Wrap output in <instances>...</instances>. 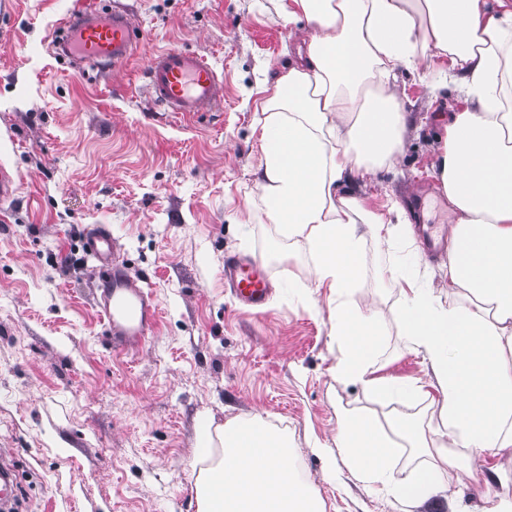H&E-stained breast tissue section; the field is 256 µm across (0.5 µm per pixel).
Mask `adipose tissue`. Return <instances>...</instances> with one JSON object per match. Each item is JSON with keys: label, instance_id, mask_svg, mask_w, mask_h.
Returning <instances> with one entry per match:
<instances>
[{"label": "adipose tissue", "instance_id": "ef3b65f1", "mask_svg": "<svg viewBox=\"0 0 512 512\" xmlns=\"http://www.w3.org/2000/svg\"><path fill=\"white\" fill-rule=\"evenodd\" d=\"M273 3L310 33L256 111L257 188L268 223L311 254L317 286L346 292L359 279L367 235L410 233L402 205L372 210L352 187L402 154L409 115L392 89L398 68L425 74L434 60L450 61L468 101L448 118L433 172L448 221V293L468 298L443 303L415 266L384 271L405 295L398 324L427 361L428 385L370 376L384 334L374 312L349 304L330 316L337 380L361 383L382 401L427 386L440 395L435 435L405 417L394 422L409 447L430 457L401 491L420 500L447 486L449 449L469 450L472 471L484 452L512 454V0H498L495 12L483 0ZM337 441L359 480L387 477L393 445L371 413L343 415ZM223 446L200 480L198 512H324L285 436L259 420H233Z\"/></svg>", "mask_w": 512, "mask_h": 512}]
</instances>
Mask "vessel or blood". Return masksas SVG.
Instances as JSON below:
<instances>
[{
	"mask_svg": "<svg viewBox=\"0 0 512 512\" xmlns=\"http://www.w3.org/2000/svg\"><path fill=\"white\" fill-rule=\"evenodd\" d=\"M57 32L63 58L105 69L126 64L143 38L142 29L127 13L116 9L100 12L92 0H71ZM144 75L154 101L170 112H209L224 99V80L216 66L185 49H159L148 61ZM89 252L101 271L97 303L112 350L135 353L155 330L158 305L141 280L114 259L112 234L103 225L93 226ZM224 280L243 305H264L268 274L255 257L225 258Z\"/></svg>",
	"mask_w": 512,
	"mask_h": 512,
	"instance_id": "b4317fda",
	"label": "vessel or blood"
}]
</instances>
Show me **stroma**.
Listing matches in <instances>:
<instances>
[{
	"label": "stroma",
	"instance_id": "obj_1",
	"mask_svg": "<svg viewBox=\"0 0 512 512\" xmlns=\"http://www.w3.org/2000/svg\"><path fill=\"white\" fill-rule=\"evenodd\" d=\"M69 2L0 0V166L16 178L0 202V459L19 470L16 512H197L219 431L253 418L287 436L325 512H483L486 488L512 497V462L489 452L475 479L421 502L395 491L425 466L418 449L397 447L384 483L327 462L346 412L385 427L398 415L428 430L440 421L434 389L381 402L332 374L330 314L343 300L385 326L372 370L427 382L395 318L401 288L380 278L419 241L367 237L362 275L339 298L266 221L255 105L296 60L299 25L272 0H122L145 35L128 63L103 71L52 55ZM170 46L223 69L218 109L182 117L156 106L143 71ZM394 91L410 114L403 155L360 192L374 209L400 202L417 224L445 119L465 100L405 70ZM95 224L109 226L117 259L159 305L133 355L113 353L97 307L99 270L85 252ZM237 253L264 263V309L243 308L224 284V258Z\"/></svg>",
	"mask_w": 512,
	"mask_h": 512
}]
</instances>
